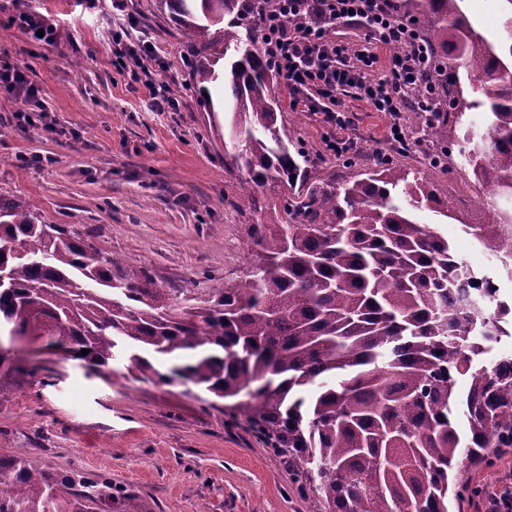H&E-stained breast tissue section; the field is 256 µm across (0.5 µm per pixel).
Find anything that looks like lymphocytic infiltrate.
Here are the masks:
<instances>
[{"mask_svg": "<svg viewBox=\"0 0 512 512\" xmlns=\"http://www.w3.org/2000/svg\"><path fill=\"white\" fill-rule=\"evenodd\" d=\"M346 22L365 28L377 46L389 49L385 70L372 74L375 53L336 41L332 30ZM135 22L120 26L112 34L119 46L120 67L145 69L147 63L162 65L159 51L139 40ZM407 25L392 15L389 0H277L267 21L265 52L293 106L307 112L326 113L338 129H346L347 99L365 103L373 112L390 116L389 137L402 133L400 114L411 107L420 81V68L413 53L400 51L403 43H414ZM0 92L19 100L15 117L21 124L53 131L44 111L32 109L38 89L26 67L0 65Z\"/></svg>", "mask_w": 512, "mask_h": 512, "instance_id": "lymphocytic-infiltrate-1", "label": "lymphocytic infiltrate"}]
</instances>
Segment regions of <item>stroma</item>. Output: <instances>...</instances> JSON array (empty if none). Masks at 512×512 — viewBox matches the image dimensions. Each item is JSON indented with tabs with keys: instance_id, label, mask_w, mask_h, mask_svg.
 I'll return each instance as SVG.
<instances>
[{
	"instance_id": "stroma-1",
	"label": "stroma",
	"mask_w": 512,
	"mask_h": 512,
	"mask_svg": "<svg viewBox=\"0 0 512 512\" xmlns=\"http://www.w3.org/2000/svg\"><path fill=\"white\" fill-rule=\"evenodd\" d=\"M30 7L57 26L56 45H33L15 24ZM505 7L462 3L493 39L503 33ZM131 14L165 58L153 76L168 85L176 110L151 111L143 83L113 63L112 31ZM195 53L193 37L159 0H128L122 11L111 0H0V62L29 68L37 103L56 126L18 127L20 101L0 93V194L24 197L46 223L146 269L162 287L238 280L249 225L289 222L287 189L259 188L235 208L239 181L224 170V114L197 90ZM274 90L305 184L343 186L373 154L392 153L384 113L350 101L352 123L340 132L323 113L291 108L282 83ZM339 137L347 143L340 157L329 148ZM434 179L449 208L479 220L487 188L463 157ZM418 220L447 238L459 260L499 275L491 250L456 221L441 223L429 210ZM18 356L23 372L0 378V456L22 450L51 470L102 476L114 496L140 495L152 512H324L287 458L193 385L131 380L120 355L95 375L36 343Z\"/></svg>"
}]
</instances>
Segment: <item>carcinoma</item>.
I'll list each match as a JSON object with an SVG mask.
<instances>
[{"mask_svg":"<svg viewBox=\"0 0 512 512\" xmlns=\"http://www.w3.org/2000/svg\"><path fill=\"white\" fill-rule=\"evenodd\" d=\"M200 45L224 24V102L234 134L224 171H246L247 193L292 186L274 77L263 50L276 0H164ZM462 0H394L397 21L429 48L417 95L427 136L440 143L427 169L448 172L456 145L474 176L512 199V16L489 40ZM218 61L195 68L201 93ZM481 108L487 132L460 133ZM284 207L290 224H252L255 258L241 279L194 292L160 288L122 258L46 224L0 194V334H47L45 348L94 371L136 357V381L192 384L229 401L295 466L301 488L327 512H449L471 493L458 473L512 448V353L481 356L512 337V302L470 296L475 277L448 240L416 221L430 209L488 245L512 278V211L492 201L484 221L448 214L430 179L388 158L339 197L314 187ZM87 349L89 353L81 354ZM0 512H149L96 477L45 469L20 452L0 458Z\"/></svg>","mask_w":512,"mask_h":512,"instance_id":"obj_1","label":"carcinoma"}]
</instances>
